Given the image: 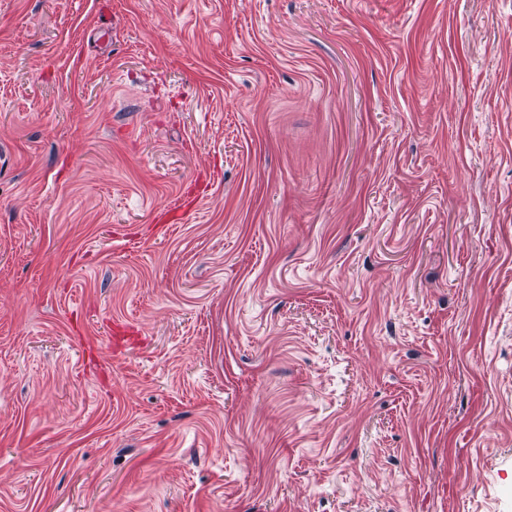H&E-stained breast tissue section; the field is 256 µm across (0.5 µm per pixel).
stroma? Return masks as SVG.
<instances>
[{
  "label": "stroma",
  "instance_id": "35a3bbf8",
  "mask_svg": "<svg viewBox=\"0 0 512 512\" xmlns=\"http://www.w3.org/2000/svg\"><path fill=\"white\" fill-rule=\"evenodd\" d=\"M0 512H512V0H0Z\"/></svg>",
  "mask_w": 512,
  "mask_h": 512
}]
</instances>
